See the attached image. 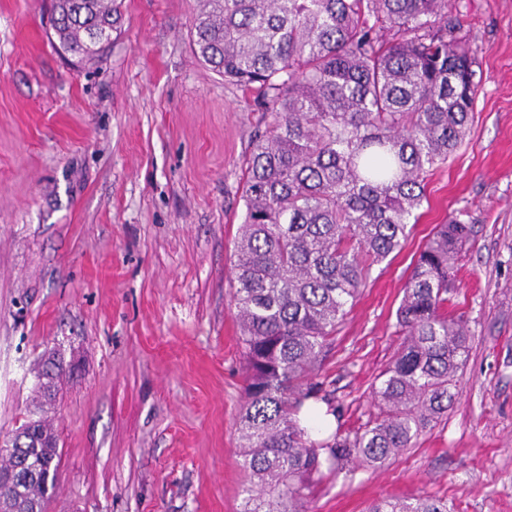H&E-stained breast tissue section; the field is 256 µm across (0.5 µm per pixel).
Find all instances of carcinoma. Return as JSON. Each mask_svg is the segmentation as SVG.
Listing matches in <instances>:
<instances>
[{
  "label": "carcinoma",
  "mask_w": 512,
  "mask_h": 512,
  "mask_svg": "<svg viewBox=\"0 0 512 512\" xmlns=\"http://www.w3.org/2000/svg\"><path fill=\"white\" fill-rule=\"evenodd\" d=\"M198 59L262 94L271 121L248 159L236 242L235 317L247 366L239 413L241 512H309L322 468L383 465L448 414L467 351L448 318L451 270L472 225L441 224L397 310L404 336L373 389L368 420L327 440L300 413L322 391L326 349L376 266L401 248L428 176L466 136L476 59L448 37L451 0H201ZM123 0H54L59 47L81 60L121 29ZM62 366L45 364L51 398ZM22 450L30 478L0 498L31 512L49 499L58 438L42 420ZM368 512H450L441 498L381 499Z\"/></svg>",
  "instance_id": "cac0c4a2"
}]
</instances>
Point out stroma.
<instances>
[{"label":"stroma","mask_w":512,"mask_h":512,"mask_svg":"<svg viewBox=\"0 0 512 512\" xmlns=\"http://www.w3.org/2000/svg\"><path fill=\"white\" fill-rule=\"evenodd\" d=\"M53 0H0V438L41 410L59 441L46 512H239L245 360L232 295L247 160L270 120L199 62V0H124L99 57L51 41ZM479 63L461 146L339 327L321 379L350 429L400 349L396 312L437 225L474 237L449 315L468 352L447 418L380 468L313 489L310 512L437 497L512 512V0H452ZM71 369L42 402L48 356Z\"/></svg>","instance_id":"1"}]
</instances>
